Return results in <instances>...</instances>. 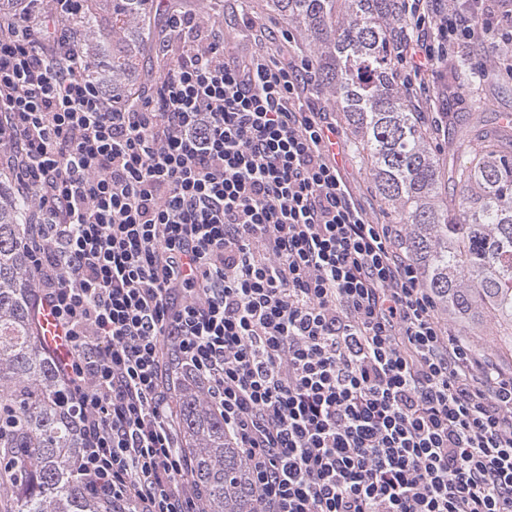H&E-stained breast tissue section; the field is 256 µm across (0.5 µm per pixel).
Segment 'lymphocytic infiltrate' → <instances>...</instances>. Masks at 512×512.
Returning a JSON list of instances; mask_svg holds the SVG:
<instances>
[{
  "label": "lymphocytic infiltrate",
  "mask_w": 512,
  "mask_h": 512,
  "mask_svg": "<svg viewBox=\"0 0 512 512\" xmlns=\"http://www.w3.org/2000/svg\"><path fill=\"white\" fill-rule=\"evenodd\" d=\"M409 94L512 77V0H396ZM85 0H0V170L27 208L35 307L83 491L203 512L178 397L201 388L258 512H512V373L439 318L402 224L372 223L351 145L284 23L167 7L164 78L90 80ZM40 327L42 328L43 335L45 336L46 346L49 351L57 353V355H64L63 347V332L61 328L56 326L55 318L51 313L50 307L45 306L38 315Z\"/></svg>",
  "instance_id": "obj_1"
}]
</instances>
